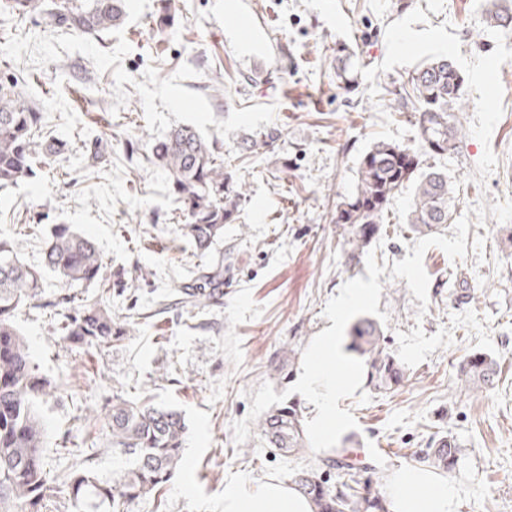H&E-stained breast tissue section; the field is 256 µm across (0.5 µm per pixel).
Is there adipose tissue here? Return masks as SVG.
Masks as SVG:
<instances>
[{
	"label": "adipose tissue",
	"instance_id": "ef3b65f1",
	"mask_svg": "<svg viewBox=\"0 0 512 512\" xmlns=\"http://www.w3.org/2000/svg\"><path fill=\"white\" fill-rule=\"evenodd\" d=\"M360 378L336 334L315 339L305 353L297 388L311 406L310 433L321 451L336 443V397ZM391 512H454L449 479L414 465L398 469L387 486ZM223 512H313L298 487L277 478L261 483L240 482L224 489Z\"/></svg>",
	"mask_w": 512,
	"mask_h": 512
}]
</instances>
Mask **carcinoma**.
Returning <instances> with one entry per match:
<instances>
[{
	"label": "carcinoma",
	"instance_id": "obj_1",
	"mask_svg": "<svg viewBox=\"0 0 512 512\" xmlns=\"http://www.w3.org/2000/svg\"><path fill=\"white\" fill-rule=\"evenodd\" d=\"M126 0H61L49 6L45 0H0V11L17 17L43 15L51 24L75 32L103 33L120 25ZM490 23L504 27L512 20V0H493ZM464 79L446 58L425 65L412 78V91L421 104L419 129L422 146L436 155L456 148V135L449 125V110L462 97ZM43 115L35 109L17 84L0 83V189L26 179L32 172L35 134L42 129ZM150 154L166 171L177 200L186 212L179 225L180 236L205 256L224 241V225L236 223L242 185L224 172V153L218 141L203 138L196 129L182 126L155 141ZM413 198L407 223L418 234L436 231L451 219L449 205L454 185L448 173L422 167L417 150L379 141L363 155L353 194L343 202L336 223L352 251L368 246L381 231V218L391 200L407 187ZM106 266L94 241L66 225L56 227L44 244L40 266L23 263L12 241L0 233V512H40L42 502L59 482L75 512H128L136 500L159 492L182 466L186 425L182 414L157 407L150 400L133 402L112 395L107 422L112 451L129 460L119 479L104 481L90 458L64 476H50L44 451L47 434L38 411L40 400L51 394V383L39 373L30 347L13 323L20 305L38 295L45 274L51 272L69 287L94 285L95 300L80 304L62 316L60 330L65 340L103 350L123 335L104 303L114 287L126 288L121 275L105 272ZM224 259L200 266L190 282L181 286V298L207 306L224 295ZM349 349L365 357L367 380L378 389L400 385L405 372L400 362L383 346L378 325L361 319L350 330ZM499 366L495 359L478 354L460 370V380L476 389L495 382ZM269 427L268 418L258 429L278 450L298 453L307 447L302 415L296 404L279 409ZM459 445L451 433H443L423 450L424 458L445 472L457 461ZM328 464L338 471L330 485L310 473H301L294 483L310 499L314 512H387L380 496L361 497L360 480L351 473L346 458Z\"/></svg>",
	"mask_w": 512,
	"mask_h": 512
}]
</instances>
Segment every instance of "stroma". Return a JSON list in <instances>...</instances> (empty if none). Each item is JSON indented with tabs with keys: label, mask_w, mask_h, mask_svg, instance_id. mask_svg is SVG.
<instances>
[{
	"label": "stroma",
	"mask_w": 512,
	"mask_h": 512,
	"mask_svg": "<svg viewBox=\"0 0 512 512\" xmlns=\"http://www.w3.org/2000/svg\"><path fill=\"white\" fill-rule=\"evenodd\" d=\"M491 0H127L122 25L103 38L40 17L0 15V81L23 84L61 155L0 190V233L40 264L56 225L91 237L109 270L131 278L107 305L125 334L104 352L64 341L47 275L15 323L55 390L39 411L51 473L73 459L63 445H91L110 480L127 466L105 423L113 394L182 412L183 465L160 495L130 512H221L225 485L304 470L335 482L316 447L286 456L258 421L301 401L296 375L315 337L349 336L363 318L404 367L398 387L366 381L336 400L337 447L362 451L353 467L383 493L395 469L418 463L435 433L459 444L449 471L455 512H512V26L488 22ZM175 16L159 30L162 11ZM263 18L267 79L245 56L237 22ZM451 59L465 79L450 123L457 148L424 153L456 187L449 224L422 236L391 201L362 251L346 243L336 211L354 192L361 155L377 141L421 144L415 69ZM358 72L348 90L339 58ZM190 125L223 146L224 170L245 192L225 225L224 297L207 307L178 293L205 259L177 233L185 213L150 146ZM269 141L251 142L261 135ZM369 288V303L340 325V292ZM496 358L492 387L467 389L461 367Z\"/></svg>",
	"instance_id": "1"
}]
</instances>
